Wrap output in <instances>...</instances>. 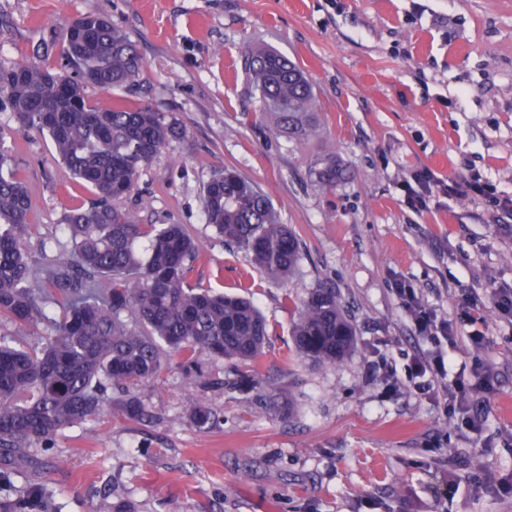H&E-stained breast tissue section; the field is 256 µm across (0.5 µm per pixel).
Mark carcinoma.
Instances as JSON below:
<instances>
[{"label":"carcinoma","mask_w":512,"mask_h":512,"mask_svg":"<svg viewBox=\"0 0 512 512\" xmlns=\"http://www.w3.org/2000/svg\"><path fill=\"white\" fill-rule=\"evenodd\" d=\"M64 28L57 69L34 63L0 67V112L18 130L50 138L56 156L98 195L89 207H71L59 226L69 247L45 264L24 244L31 200L0 145V317L24 332L41 322L50 333L42 346L24 348L0 337V491L13 485L17 467L34 448H46L65 429L96 420L112 395L133 421L149 417L140 386L163 367L165 354L192 383L205 377L208 359L253 362L268 332L246 297L190 283L201 246L183 224H141L119 206L137 178L172 139L174 123L149 105L123 99L93 104L87 89L105 92L134 84L142 60L128 34L101 14ZM246 75L263 110L276 114L301 141L315 128L317 99L301 69L272 48L246 54ZM207 224L243 250L254 266L286 279L300 260V244L282 223L272 199L255 183L224 168L204 185ZM55 305L51 318L45 308ZM293 343L302 358L320 365L349 353L356 336L336 290L314 289L302 303ZM190 422L208 431L217 413L197 403ZM0 512H56L44 483L32 482L15 498H0Z\"/></svg>","instance_id":"cac0c4a2"}]
</instances>
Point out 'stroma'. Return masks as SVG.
<instances>
[{
  "label": "stroma",
  "instance_id": "stroma-1",
  "mask_svg": "<svg viewBox=\"0 0 512 512\" xmlns=\"http://www.w3.org/2000/svg\"><path fill=\"white\" fill-rule=\"evenodd\" d=\"M86 13L125 29L144 61L118 95L92 102L146 104L185 132L145 167L124 205L141 223L182 224L203 246L193 285L248 295L269 336L256 363L262 389L290 411L266 412L234 385L240 364L208 361L207 387L169 365L138 396L153 420L118 406L64 431L21 467L12 496L43 481L60 512H512V325L492 307L512 287V220L470 198L443 196L424 211L402 185L422 168L440 178L491 176L512 196V0H0V67L56 66L36 47L61 39ZM269 46L314 86L322 134L289 138L260 109L243 56ZM31 198L27 251L45 262L66 246L67 210L94 200L56 158L48 136L22 133L0 112ZM335 154V189L316 172ZM228 166L273 200L298 235L301 260L287 283L253 269L206 224L200 196ZM410 283L439 316L476 301L486 336L456 359L479 365L474 400L482 428L444 415L409 375L420 345L400 299ZM334 288L356 327L345 360L314 365L293 350L298 310ZM224 422L202 432L196 402ZM456 473L457 490L435 489Z\"/></svg>",
  "mask_w": 512,
  "mask_h": 512
}]
</instances>
